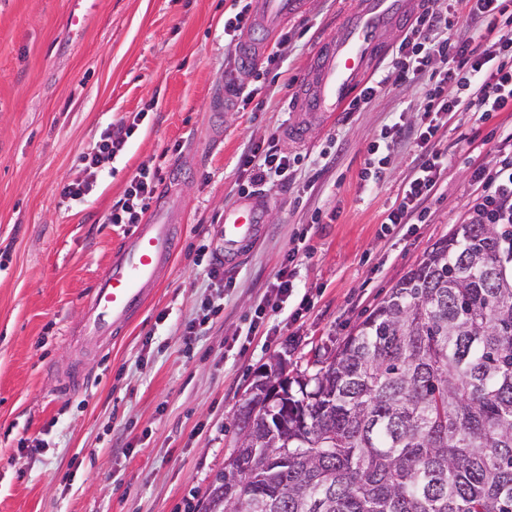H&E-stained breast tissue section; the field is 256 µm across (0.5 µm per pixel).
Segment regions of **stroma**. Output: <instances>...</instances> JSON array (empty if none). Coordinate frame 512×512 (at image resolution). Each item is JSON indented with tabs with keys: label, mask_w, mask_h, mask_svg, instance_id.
Returning a JSON list of instances; mask_svg holds the SVG:
<instances>
[{
	"label": "stroma",
	"mask_w": 512,
	"mask_h": 512,
	"mask_svg": "<svg viewBox=\"0 0 512 512\" xmlns=\"http://www.w3.org/2000/svg\"><path fill=\"white\" fill-rule=\"evenodd\" d=\"M357 0H300L292 42L261 75L260 106H224L235 69L224 46L231 0H0V512H204L208 489L237 440L234 420L274 356L294 369L335 353L473 204L474 166L495 162L482 141L512 153V112L484 122L439 116L450 162L422 224L393 227L412 151L395 150L385 179L361 181L367 146L386 125L424 111L421 85L392 81L404 30L385 36L373 79L383 93L331 123L297 112L319 44ZM296 84L284 88L287 79ZM137 122L120 156L103 160L83 201L57 189L82 175L112 124ZM308 137L294 138L297 126ZM278 133L302 158L266 232L223 279L209 277L224 208L247 175L243 146ZM187 168L174 192L188 222L178 256L127 336L111 350L78 337L82 306L112 248L129 232L107 223L146 167ZM288 270L287 313L251 322L268 285ZM220 314L187 324L204 304ZM82 363L83 388L64 372Z\"/></svg>",
	"instance_id": "obj_1"
}]
</instances>
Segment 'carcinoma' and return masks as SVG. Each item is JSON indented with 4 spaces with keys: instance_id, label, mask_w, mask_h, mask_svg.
Wrapping results in <instances>:
<instances>
[{
    "instance_id": "obj_1",
    "label": "carcinoma",
    "mask_w": 512,
    "mask_h": 512,
    "mask_svg": "<svg viewBox=\"0 0 512 512\" xmlns=\"http://www.w3.org/2000/svg\"><path fill=\"white\" fill-rule=\"evenodd\" d=\"M280 390L222 512H512V224L457 225Z\"/></svg>"
}]
</instances>
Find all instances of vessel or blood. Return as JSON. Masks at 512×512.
I'll return each mask as SVG.
<instances>
[{"instance_id":"b4317fda","label":"vessel or blood","mask_w":512,"mask_h":512,"mask_svg":"<svg viewBox=\"0 0 512 512\" xmlns=\"http://www.w3.org/2000/svg\"><path fill=\"white\" fill-rule=\"evenodd\" d=\"M294 2L258 0L260 23L276 28L287 19ZM411 7L410 0H359L335 38L318 50L307 86L299 95V109L326 120L342 111L367 79L372 62L382 55V34ZM272 209L270 198L254 195L225 207L217 230L221 242L217 255L225 266L243 260L261 238ZM179 230L176 210L165 202L152 221L136 225L113 247L83 304L84 338L108 346L125 333L173 261Z\"/></svg>"}]
</instances>
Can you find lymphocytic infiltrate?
<instances>
[{
  "label": "lymphocytic infiltrate",
  "mask_w": 512,
  "mask_h": 512,
  "mask_svg": "<svg viewBox=\"0 0 512 512\" xmlns=\"http://www.w3.org/2000/svg\"><path fill=\"white\" fill-rule=\"evenodd\" d=\"M457 11L463 22H454L452 15ZM394 68L397 82L424 81L427 106L415 121L394 122L370 144L361 177L364 182L379 184L395 147L414 142L413 174L399 204L384 221L418 224L425 219V202L448 168V157L438 148V116L473 111L485 121L492 113L512 110V0H423L397 47ZM451 82L460 89L454 97L446 92ZM137 128V123L122 122L105 130L96 154L85 159V178L64 184L61 197L77 201L87 196L98 178L101 158L120 155ZM279 142L273 134L243 148L238 165L249 178L239 184V195L253 194L270 182L287 183L288 170L296 160ZM162 180L155 170L137 172L113 204L108 223H139ZM471 181L477 195L469 210V223L512 224V155L479 166Z\"/></svg>",
  "instance_id": "lymphocytic-infiltrate-1"
}]
</instances>
